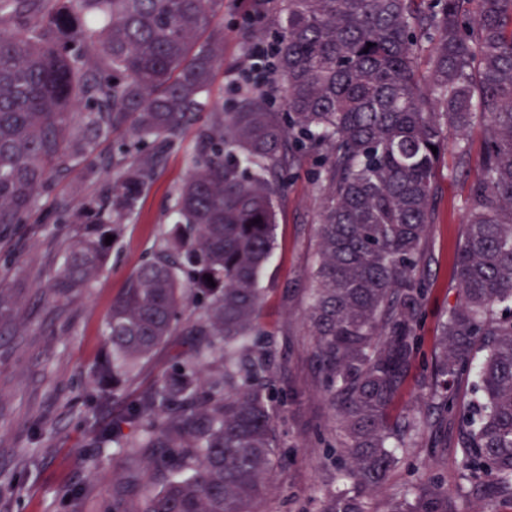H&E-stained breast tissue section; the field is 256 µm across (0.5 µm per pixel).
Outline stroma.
I'll return each instance as SVG.
<instances>
[{
  "label": "stroma",
  "mask_w": 512,
  "mask_h": 512,
  "mask_svg": "<svg viewBox=\"0 0 512 512\" xmlns=\"http://www.w3.org/2000/svg\"><path fill=\"white\" fill-rule=\"evenodd\" d=\"M271 42L267 26L253 27L239 0H224V65L216 73L206 110L231 106L235 76L255 40ZM482 118L468 134L469 165L457 166L456 132L437 172L434 222L420 268L428 288L421 338L393 414L425 410L428 369L441 316L460 299L455 277L458 248L469 216V185L483 152ZM194 130L180 147L163 152L133 210L120 224L106 267L79 295H53L50 284L74 226L68 212L106 193L113 173L101 163L113 154L112 139L99 140L91 160L98 169L84 177L62 171L37 193L29 223L0 238V276L18 297L12 319L0 327V512H104L112 499L113 471L138 484L153 481L145 465L127 457L124 446L138 436L122 417L131 400L155 385L173 355L187 350V339L171 336L143 362L137 375L111 389L96 370L110 351L105 323L127 276L153 258L170 228L176 192L189 173ZM315 163L294 171L277 208L275 242L258 286L260 321L269 334L278 365L270 381L282 397L275 432L286 459L258 512H322L326 491L338 484L343 457L334 412L326 399L313 357L314 338L307 320L308 287L317 262L318 215L323 193ZM111 389L101 404L99 393ZM113 428L112 442L98 433ZM457 426L429 418L421 435L407 440L400 463L383 490L374 495L383 512L392 494L425 472L440 478L451 512H469L459 492L461 459Z\"/></svg>",
  "instance_id": "obj_1"
}]
</instances>
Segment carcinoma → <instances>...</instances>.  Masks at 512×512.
Instances as JSON below:
<instances>
[{
    "mask_svg": "<svg viewBox=\"0 0 512 512\" xmlns=\"http://www.w3.org/2000/svg\"><path fill=\"white\" fill-rule=\"evenodd\" d=\"M273 2L282 109L243 83L229 111L209 114L173 228L112 304L99 377L133 379L175 334L192 351L125 415L140 430L127 454L162 480L138 488L113 475L118 500L106 512H254L268 495L284 459L257 283L278 197L307 157L324 187L308 320L345 457L323 512H374L371 493L399 463L398 443L422 426L416 414L393 423L390 411L419 345L435 171L450 128L464 165L477 112L484 149L456 262L461 302L441 323L428 399L458 419L471 512H491L497 495H512V0ZM223 10L224 0H0V233L99 139L120 129L136 139L137 162L126 165L128 149L112 155V186L77 216L54 292L91 287L106 236L151 177L155 157L141 147L172 148L196 120L224 62ZM81 102L86 111H72ZM15 304L0 282V324ZM473 366L461 404L451 383ZM384 512H448V493L428 476Z\"/></svg>",
    "mask_w": 512,
    "mask_h": 512,
    "instance_id": "cac0c4a2",
    "label": "carcinoma"
}]
</instances>
